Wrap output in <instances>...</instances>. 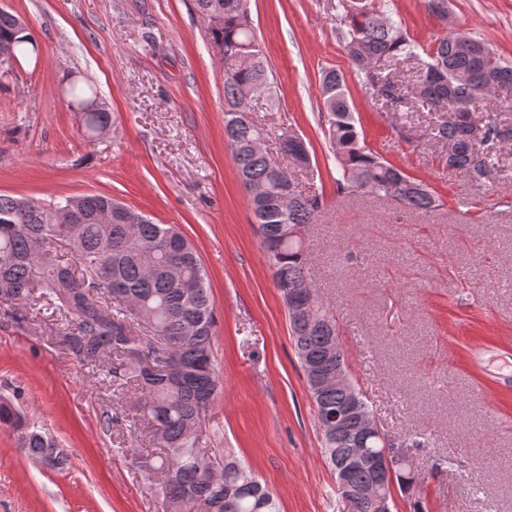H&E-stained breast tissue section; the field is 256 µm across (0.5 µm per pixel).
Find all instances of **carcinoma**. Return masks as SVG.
Instances as JSON below:
<instances>
[{
	"label": "carcinoma",
	"mask_w": 512,
	"mask_h": 512,
	"mask_svg": "<svg viewBox=\"0 0 512 512\" xmlns=\"http://www.w3.org/2000/svg\"><path fill=\"white\" fill-rule=\"evenodd\" d=\"M207 24L208 39L224 67V139L237 166L267 262L286 304L310 306L309 318L288 314L296 355H305L322 372L347 366L336 349L340 329L336 317L308 275L309 244L293 237L298 227L317 223L328 209L322 190L284 194L285 176L277 159L256 149L272 130L249 120L240 109L243 93L266 87L268 110L279 108V97L267 59L249 14V0H193ZM18 15L0 10V43L12 46L19 60L38 52ZM341 35L352 70L363 86L392 104L405 100L432 110L440 104L460 105L452 119L430 128L436 141L456 146L454 169L482 184L496 169V145L506 131L500 113L480 116L484 137L469 136L474 113L472 90L489 80L512 89V63L490 51L478 54L450 34L435 40L421 57L400 22L378 0H354L344 18ZM417 64L414 85L408 86L388 69L391 61ZM71 100H92L89 84L73 81ZM321 111L327 125L336 167V192L387 198L397 205L428 213L437 199L427 184L383 158L367 145L357 129L343 76L325 70L321 82ZM85 134L96 137L112 124L102 105L83 114ZM294 165L322 178L306 142L288 147ZM82 221L62 219L60 205L0 194V300L43 303L64 317L61 342L77 358L106 368L104 381L116 397L133 393L130 430L140 432L157 448L149 473L162 496L163 512H280L269 490L232 451L224 467L212 471L201 453L206 424L220 386L214 367V302L207 274L194 246L172 224H156L144 213L102 194L76 197ZM67 246L61 257L49 246ZM323 432V453L332 470L348 471L353 487L378 480L365 467L349 465L348 437H336L328 414L348 404L351 395L334 387L313 396ZM0 423L20 432L21 450L54 468L66 459L53 438L30 422L15 405L0 398ZM425 477L405 467L396 485L422 490Z\"/></svg>",
	"instance_id": "obj_1"
}]
</instances>
